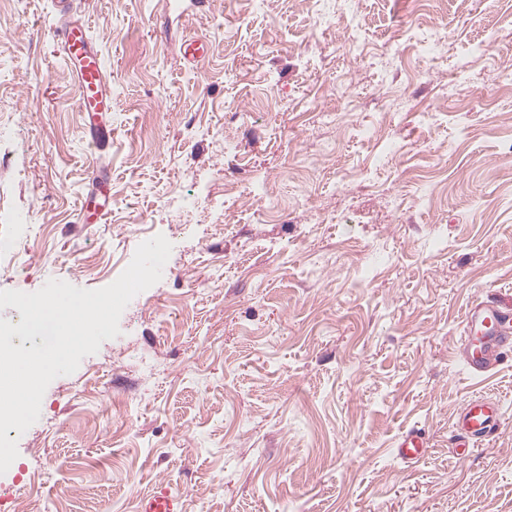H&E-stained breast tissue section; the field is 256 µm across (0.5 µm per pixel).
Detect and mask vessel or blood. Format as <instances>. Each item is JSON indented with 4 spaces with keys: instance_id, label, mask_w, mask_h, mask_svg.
Here are the masks:
<instances>
[{
    "instance_id": "vessel-or-blood-1",
    "label": "vessel or blood",
    "mask_w": 512,
    "mask_h": 512,
    "mask_svg": "<svg viewBox=\"0 0 512 512\" xmlns=\"http://www.w3.org/2000/svg\"><path fill=\"white\" fill-rule=\"evenodd\" d=\"M71 4L72 0H57L60 15L54 28V51L66 62L76 65L78 107L88 115L93 125L90 135L96 139L106 132L99 120L109 109L111 89L102 55L84 24L72 14ZM462 327L460 353L470 374L484 375L504 358L512 356L511 305L485 300L472 303L464 313ZM501 423L499 402L473 397L458 410L453 432L459 447L470 448L496 434ZM428 446L425 430L418 427L404 430L394 444L396 455L407 462L423 457ZM137 512H176L175 500L167 492L159 491L141 497Z\"/></svg>"
}]
</instances>
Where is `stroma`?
Listing matches in <instances>:
<instances>
[{"mask_svg":"<svg viewBox=\"0 0 512 512\" xmlns=\"http://www.w3.org/2000/svg\"><path fill=\"white\" fill-rule=\"evenodd\" d=\"M76 3L116 97L108 150L51 0H0V214L28 217L0 223V290L99 289L141 242L172 251L8 431L0 512H136L162 489L176 512H512V357L481 378L457 355L469 303L512 301V0ZM96 159L112 199L80 224ZM474 395L506 414L460 458ZM413 424L433 446L408 464ZM430 447L425 430L418 427L404 430L393 445L396 455L407 462L419 460Z\"/></svg>","mask_w":512,"mask_h":512,"instance_id":"stroma-1","label":"stroma"}]
</instances>
